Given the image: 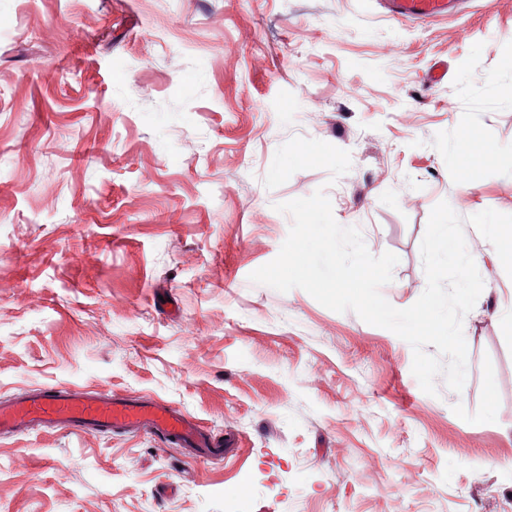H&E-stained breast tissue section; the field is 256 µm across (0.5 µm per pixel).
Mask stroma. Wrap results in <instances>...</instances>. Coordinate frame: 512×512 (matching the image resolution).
Listing matches in <instances>:
<instances>
[{
  "mask_svg": "<svg viewBox=\"0 0 512 512\" xmlns=\"http://www.w3.org/2000/svg\"><path fill=\"white\" fill-rule=\"evenodd\" d=\"M509 37L512 0L426 21L379 0H0V399H160L224 448L0 435V512H512V278L473 226L458 393L423 392L390 330L249 279L288 235L276 204L320 189L398 256L400 309L437 203L512 214Z\"/></svg>",
  "mask_w": 512,
  "mask_h": 512,
  "instance_id": "stroma-1",
  "label": "stroma"
}]
</instances>
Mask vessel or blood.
Instances as JSON below:
<instances>
[{
	"instance_id": "obj_1",
	"label": "vessel or blood",
	"mask_w": 512,
	"mask_h": 512,
	"mask_svg": "<svg viewBox=\"0 0 512 512\" xmlns=\"http://www.w3.org/2000/svg\"><path fill=\"white\" fill-rule=\"evenodd\" d=\"M386 12L405 21L445 17L458 12L459 0H383ZM65 427L89 435L115 431H149L163 438L218 454L212 436L166 402L119 397L107 390L43 387L25 400L0 402V433L31 427Z\"/></svg>"
}]
</instances>
